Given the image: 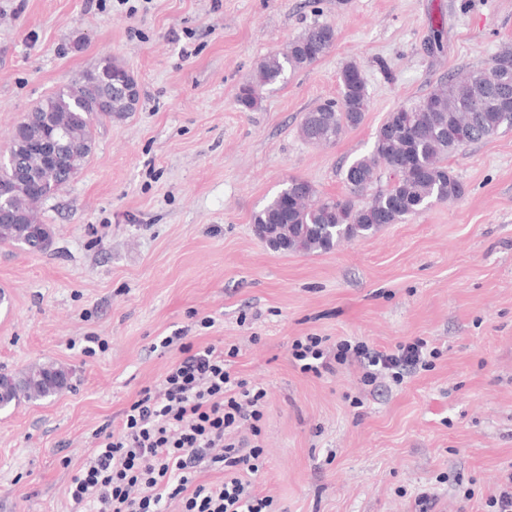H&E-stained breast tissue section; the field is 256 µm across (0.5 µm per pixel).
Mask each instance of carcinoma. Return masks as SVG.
Instances as JSON below:
<instances>
[{"label": "carcinoma", "mask_w": 512, "mask_h": 512, "mask_svg": "<svg viewBox=\"0 0 512 512\" xmlns=\"http://www.w3.org/2000/svg\"><path fill=\"white\" fill-rule=\"evenodd\" d=\"M336 30L330 24L307 28L285 50L265 58L236 95L243 112L256 109L265 87L285 79L289 70L310 66L334 47ZM121 66L104 60L85 70L71 84L43 99L35 108L52 116V137L66 153L61 168L43 166L24 156L0 164V182L14 176V167L26 163L30 185L0 196L3 207L18 213L21 224H7L0 243L38 248L40 221L36 204L64 189L75 178L92 151L94 119H122L137 109L119 92H107L101 112L87 111L86 96L93 76ZM512 87V48L494 55L487 66L462 78H448L426 97L403 104L388 113L377 129L369 153L351 161L343 171L348 189L344 198L320 197L306 179L292 177L271 201L254 216L255 224H281L288 242L272 243L283 252H326L342 241L365 237L385 224H397L427 208L460 197L464 188L448 167V157L486 139L502 126L503 113L512 103L497 99L502 77ZM483 101L477 110L467 103ZM368 110L366 86L359 65L350 62L340 75V97L306 112L299 125L300 137L310 143H333L347 128L358 127ZM390 174L386 186L378 185L379 165ZM67 371L54 363L35 364L18 374L0 372V409L22 399L38 401L62 392Z\"/></svg>", "instance_id": "carcinoma-1"}]
</instances>
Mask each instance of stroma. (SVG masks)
<instances>
[{
	"label": "stroma",
	"mask_w": 512,
	"mask_h": 512,
	"mask_svg": "<svg viewBox=\"0 0 512 512\" xmlns=\"http://www.w3.org/2000/svg\"><path fill=\"white\" fill-rule=\"evenodd\" d=\"M316 24L335 28L332 50L239 111L257 65ZM506 45L512 0H0V156L27 112L102 59L141 92L38 205L50 247L0 244V371L70 375L53 399L0 411V512H78L64 488L94 430L120 428L159 384L180 353L153 346L178 331L237 345L234 371L265 389L254 484L275 512H412L424 489L436 512H489L512 465V127L449 157L460 197L330 251H272L253 216L293 177L344 196L343 168L389 112ZM352 61L362 125L303 141L302 115L338 99ZM308 334L378 350L420 337L438 354L374 388L356 365L301 373L289 350ZM91 336L105 347L88 357Z\"/></svg>",
	"instance_id": "stroma-1"
}]
</instances>
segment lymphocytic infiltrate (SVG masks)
Masks as SVG:
<instances>
[{
    "label": "lymphocytic infiltrate",
    "mask_w": 512,
    "mask_h": 512,
    "mask_svg": "<svg viewBox=\"0 0 512 512\" xmlns=\"http://www.w3.org/2000/svg\"><path fill=\"white\" fill-rule=\"evenodd\" d=\"M325 342L296 338L295 367L320 376L356 362L366 384L382 377L399 383L428 368L433 355L419 338L373 351L346 339L331 349ZM160 346L177 347L180 359L159 385L140 390L119 431H94L96 444L72 475L66 498L85 512H162L170 500L180 501L182 512H272V497L256 493L250 479L264 454L257 439L266 393L233 372L239 347L197 348L173 336ZM204 468L223 471V480H199Z\"/></svg>",
    "instance_id": "lymphocytic-infiltrate-1"
}]
</instances>
